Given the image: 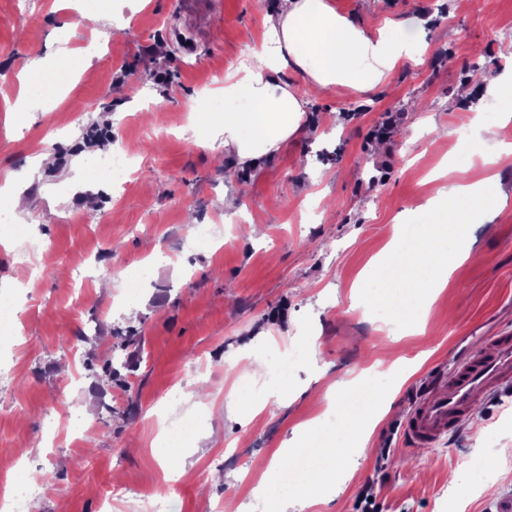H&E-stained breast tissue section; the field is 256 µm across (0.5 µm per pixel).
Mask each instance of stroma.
<instances>
[{
    "label": "stroma",
    "mask_w": 512,
    "mask_h": 512,
    "mask_svg": "<svg viewBox=\"0 0 512 512\" xmlns=\"http://www.w3.org/2000/svg\"><path fill=\"white\" fill-rule=\"evenodd\" d=\"M222 2L196 15L204 45L189 54L179 0H35L29 13L0 0V176L28 201L16 224L50 239L56 256L27 294L17 288L22 266L0 245V298L13 301L26 336L0 353L15 370L0 391V483L19 460L42 486V512H98L100 490L116 483L163 500L164 512H269L263 487L294 433L312 421L334 432L339 406L360 402L365 378L396 355L408 374L382 395L388 410L370 451L346 457L335 492L303 512H356L364 491L383 512H495L512 495V412H503L512 397L479 398L459 437L433 448L408 447L400 427L429 370L512 329V158L496 167L504 208L469 225L471 256L422 328L389 334L374 289L359 283L389 252L393 273L409 279L395 233L404 224L412 237L426 233L425 180L443 160L453 176H484L480 159L456 146V123L479 106L486 123L501 119L491 92L512 74L500 63L512 0H335L370 21L422 20V56L372 94L307 98V134L248 171L189 139L192 108L223 107L215 91L256 55L274 5ZM67 51L76 67L54 97L14 111L25 65ZM427 122L439 139L423 135ZM124 148L134 178L94 177L92 157ZM242 182L233 212L262 225V237L225 220L222 199ZM190 214L217 225L211 248L190 247ZM145 265L129 320L126 273ZM125 339L118 360L139 361L105 381L108 350ZM294 345L306 354L288 374L287 402L265 400L267 382L256 378V409L232 411L241 358ZM74 406L96 427L89 441L62 431L41 447L46 427ZM197 414L195 430L159 439V416ZM171 451L181 460L174 472L162 463Z\"/></svg>",
    "instance_id": "1"
}]
</instances>
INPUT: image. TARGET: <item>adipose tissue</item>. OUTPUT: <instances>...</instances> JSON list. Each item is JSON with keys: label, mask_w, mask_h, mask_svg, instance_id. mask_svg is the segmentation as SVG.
<instances>
[{"label": "adipose tissue", "mask_w": 512, "mask_h": 512, "mask_svg": "<svg viewBox=\"0 0 512 512\" xmlns=\"http://www.w3.org/2000/svg\"><path fill=\"white\" fill-rule=\"evenodd\" d=\"M264 25L262 51L243 66L241 75L226 78L217 91L224 99L223 110L199 113L190 129L195 144L219 146L243 169L254 167L289 139L306 132L302 123L304 98L284 80L286 71L299 73L315 94L335 87L370 93L419 48L416 18L396 21L387 17L368 25L338 13L332 0H277ZM485 133L499 141L497 152L482 158L486 177L448 185L435 181L430 186V207L423 217L429 230L404 250L410 271H424L428 277L411 281L397 319L416 318L417 303L428 302L437 289L447 285L450 274L469 259V252L460 248L459 241L475 212H492L505 205L494 169L512 157V143L499 140L496 127H486ZM381 417L378 409L344 410L345 439L341 442L321 435L312 425L299 430L295 447L316 448L327 466L309 473L292 494L273 495L270 512H288L291 499L311 498L330 477L331 466L339 463L347 446L366 445Z\"/></svg>", "instance_id": "obj_1"}]
</instances>
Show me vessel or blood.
Masks as SVG:
<instances>
[{
  "label": "vessel or blood",
  "mask_w": 512,
  "mask_h": 512,
  "mask_svg": "<svg viewBox=\"0 0 512 512\" xmlns=\"http://www.w3.org/2000/svg\"><path fill=\"white\" fill-rule=\"evenodd\" d=\"M512 391V333L487 337L481 350L464 355L449 371L424 383L411 405L402 430L414 447L430 448L458 434L476 397Z\"/></svg>",
  "instance_id": "1"
}]
</instances>
